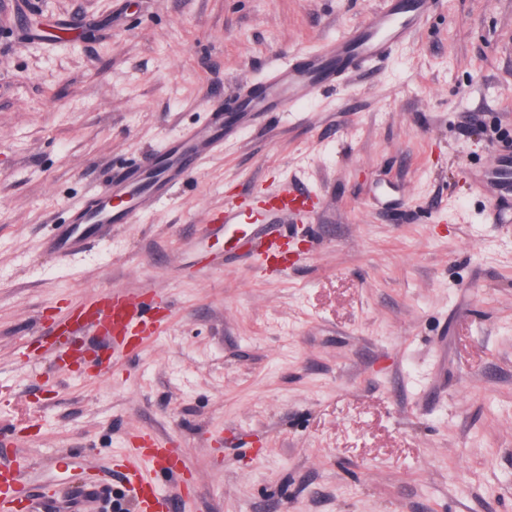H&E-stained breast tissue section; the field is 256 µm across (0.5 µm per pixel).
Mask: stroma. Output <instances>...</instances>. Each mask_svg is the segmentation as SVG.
<instances>
[{
    "label": "stroma",
    "mask_w": 512,
    "mask_h": 512,
    "mask_svg": "<svg viewBox=\"0 0 512 512\" xmlns=\"http://www.w3.org/2000/svg\"><path fill=\"white\" fill-rule=\"evenodd\" d=\"M383 3L0 5V462L33 455L30 490L67 498L91 464L121 498L143 427L194 477L174 512H512V223L477 182L512 136V0H430L377 80L245 130L85 253L42 248L112 165ZM59 19L80 26L33 37ZM285 186L324 203L278 265L249 225L206 233L226 196ZM103 290L160 292L171 320L113 363L41 354Z\"/></svg>",
    "instance_id": "obj_1"
}]
</instances>
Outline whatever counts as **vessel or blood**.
Wrapping results in <instances>:
<instances>
[{"label": "vessel or blood", "mask_w": 512, "mask_h": 512, "mask_svg": "<svg viewBox=\"0 0 512 512\" xmlns=\"http://www.w3.org/2000/svg\"><path fill=\"white\" fill-rule=\"evenodd\" d=\"M428 0H386L384 7L341 36L322 42L311 53L289 57L269 67L257 83L239 84L224 103L214 105L204 122L184 128L176 139L134 162L113 168L103 191L89 194L73 208L67 219L54 225L45 239L48 253L59 256L83 253L118 225L135 223L138 214L155 208L172 190L183 184L202 159L224 148L225 141L274 113H288L307 100L315 90L336 87L357 73L374 71L398 45L418 33L427 18ZM478 180L493 187L499 196L512 197V145L503 147L494 163ZM275 206L267 217L253 225L250 241L257 253L267 252L273 237L286 236L289 224L311 214L320 204L316 195L299 196L295 191L275 192ZM245 206L235 199L224 201V210L213 215L211 224L227 226L243 223ZM166 299L157 292L131 297L107 292L76 308L63 323L66 339L59 359L77 355L78 341L96 337L112 346L120 338L135 336L146 345L166 324L159 309ZM133 448L123 472L126 486L140 512H166L170 498L191 495L190 475L169 441L141 428L131 436ZM149 457L152 474H143L138 461ZM35 460L13 452L0 465V503L22 504L29 491L23 481ZM168 481L171 497L158 496L156 486Z\"/></svg>", "instance_id": "vessel-or-blood-1"}]
</instances>
